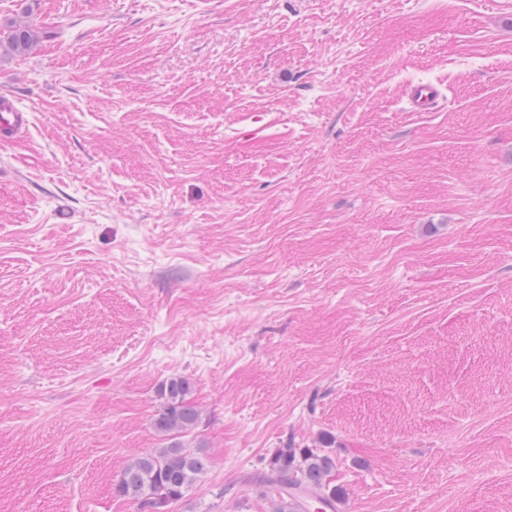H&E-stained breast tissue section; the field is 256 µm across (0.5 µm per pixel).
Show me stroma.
Instances as JSON below:
<instances>
[{
	"mask_svg": "<svg viewBox=\"0 0 512 512\" xmlns=\"http://www.w3.org/2000/svg\"><path fill=\"white\" fill-rule=\"evenodd\" d=\"M0 512L112 485L189 380L201 481L273 512H512V0H0ZM440 84L433 112L406 109ZM38 38L39 34L33 26L23 23L10 32L5 42L0 39V48L3 46L8 52L25 54L31 50ZM406 98L410 112H433L443 93L440 85L432 83H411L406 89ZM30 124V113L19 109L12 96H0V136L8 138L24 132ZM331 467L328 456L312 449L301 450L299 459L293 448L278 449L264 473L265 480L279 491L275 512H301L309 507V501H336V490H329L325 481ZM298 491H304L307 500L296 494Z\"/></svg>",
	"mask_w": 512,
	"mask_h": 512,
	"instance_id": "stroma-1",
	"label": "stroma"
}]
</instances>
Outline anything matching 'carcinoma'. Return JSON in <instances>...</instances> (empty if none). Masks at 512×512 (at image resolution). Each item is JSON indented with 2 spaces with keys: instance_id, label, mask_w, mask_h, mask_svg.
Instances as JSON below:
<instances>
[{
  "instance_id": "cac0c4a2",
  "label": "carcinoma",
  "mask_w": 512,
  "mask_h": 512,
  "mask_svg": "<svg viewBox=\"0 0 512 512\" xmlns=\"http://www.w3.org/2000/svg\"><path fill=\"white\" fill-rule=\"evenodd\" d=\"M38 38L33 26L23 23L10 32L6 41H0V47L24 54ZM189 391L190 382L184 377H172L162 384L159 394L164 404L155 415L154 427L166 444L126 465L114 484L117 496L156 512L182 499L205 472L203 449H190L182 441L199 421L197 408L187 401ZM331 467L328 456L312 449H278L264 473L265 480L279 491L275 512H302L311 501L336 500V490L325 481Z\"/></svg>"
}]
</instances>
